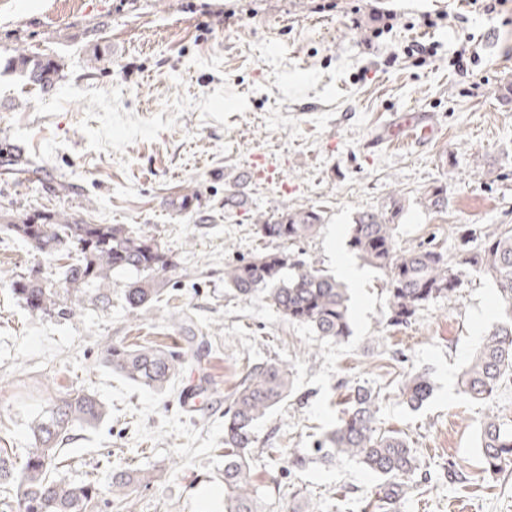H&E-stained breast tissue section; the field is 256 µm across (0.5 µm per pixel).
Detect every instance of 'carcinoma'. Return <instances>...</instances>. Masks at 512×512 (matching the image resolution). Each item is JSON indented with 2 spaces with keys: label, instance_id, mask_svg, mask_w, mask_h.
Returning a JSON list of instances; mask_svg holds the SVG:
<instances>
[{
  "label": "carcinoma",
  "instance_id": "cac0c4a2",
  "mask_svg": "<svg viewBox=\"0 0 512 512\" xmlns=\"http://www.w3.org/2000/svg\"><path fill=\"white\" fill-rule=\"evenodd\" d=\"M9 65L43 89L59 77L63 64L42 61L25 53ZM403 211L395 200L386 211L357 213L350 228L349 247L368 264L387 272V322L409 323L416 312L440 299L456 301L462 284L461 262L434 247L400 250L395 244V221ZM324 217L312 208L274 213L258 225L261 237L294 245L314 237ZM0 228L26 241L37 252L54 258L75 249L78 258L64 265L57 286L31 270L10 280L13 294L31 313L71 317L85 305H107L112 274L134 275L124 289L127 311L135 316L148 310L160 295L157 276L171 269L163 245L154 237L133 233L123 224H84L56 211L9 219ZM495 280L509 318L496 324L471 354L463 370L462 393L482 400L491 396L507 375H512V229L485 235L481 249L468 256ZM224 282L247 300L263 292L276 311L289 322L317 335L340 342L351 334L350 289L327 271L288 249L262 252L250 260L224 268ZM184 347L166 351L156 347L133 349L122 343L106 346L104 363L128 381L156 391L167 389L182 365L198 354L196 336L183 337ZM293 384L286 364L270 361L253 365L229 396L224 410V512H267V503L253 488L249 474L254 427L273 407L291 395ZM424 373L409 374L399 390L404 404L415 409L431 395ZM379 394L358 387L348 398L344 416L311 448L288 449V469L300 471L317 455L324 461L347 457L383 480L378 509L389 508L407 494L416 473L415 453L396 432L376 426ZM107 414L105 403L83 391L61 392L48 399L32 422L31 446L16 468L5 448H0V488L14 491L12 500L0 502V512H93L98 497L91 483H74L60 472L59 445L77 429L99 424ZM480 448L486 471L496 473L512 464V424L499 418L483 422ZM135 470H112V500L122 502L142 483Z\"/></svg>",
  "mask_w": 512,
  "mask_h": 512
}]
</instances>
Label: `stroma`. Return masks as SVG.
Masks as SVG:
<instances>
[{
    "label": "stroma",
    "instance_id": "stroma-1",
    "mask_svg": "<svg viewBox=\"0 0 512 512\" xmlns=\"http://www.w3.org/2000/svg\"><path fill=\"white\" fill-rule=\"evenodd\" d=\"M361 9L359 27L346 15ZM0 0V148L19 149L37 173L0 163V216L65 211L89 224L155 236L173 266L142 316L124 308L128 276L113 275L112 304L76 316L36 315L9 280L33 265L30 245L0 232V446L23 459L30 422L48 397L95 393L108 415L62 447V474L99 490L94 512H115L113 467L152 473L122 512H224V408L249 366L278 360L293 393L255 427L251 482L271 512H378L379 479L347 458L290 472L284 448H309L338 421L351 391L383 396L384 430L399 432L420 468L389 512H512V469L484 470L479 428L512 420V384L475 401L458 378L483 336L505 319L493 278L463 267L454 303L432 302L411 323L388 325L383 271L362 265L351 290V334L341 342L290 323L263 295L244 300L225 265L278 250L258 222L280 206L320 210L324 222L293 254L336 273L329 249L349 253L362 210L400 200L399 249L479 250L481 234L512 228V0ZM393 28L373 38L378 11ZM442 14L437 27L422 13ZM480 61L449 64L464 37ZM439 43L420 65L407 45ZM21 52L62 62L50 89L8 68ZM410 112L434 118L428 144L393 146L387 130ZM244 202L225 206L233 181ZM446 189L442 211L422 199ZM477 232L461 244L457 229ZM200 342L170 391L128 383L102 359L120 342L178 348ZM433 392L402 403L407 373ZM200 388L196 410L179 398Z\"/></svg>",
    "mask_w": 512,
    "mask_h": 512
}]
</instances>
